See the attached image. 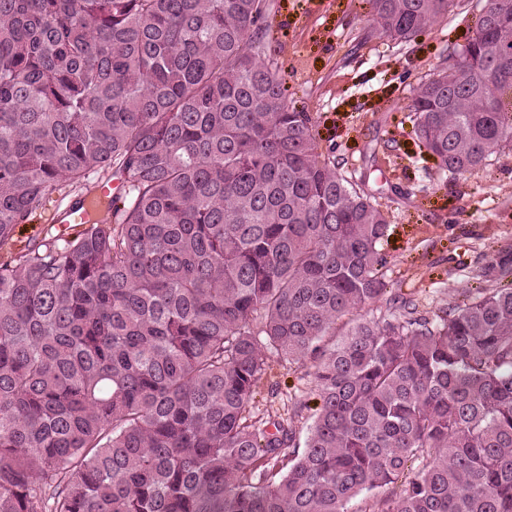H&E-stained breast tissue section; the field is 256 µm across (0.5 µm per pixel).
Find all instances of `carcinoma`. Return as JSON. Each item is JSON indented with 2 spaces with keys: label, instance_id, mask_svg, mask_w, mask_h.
Returning <instances> with one entry per match:
<instances>
[{
  "label": "carcinoma",
  "instance_id": "cac0c4a2",
  "mask_svg": "<svg viewBox=\"0 0 512 512\" xmlns=\"http://www.w3.org/2000/svg\"><path fill=\"white\" fill-rule=\"evenodd\" d=\"M414 90L459 176L512 151V0ZM408 45L454 0H365ZM270 0H0V246L64 189L109 222L0 262V512H512V259L439 319L385 299L389 221L318 152ZM320 405L255 419L264 351Z\"/></svg>",
  "mask_w": 512,
  "mask_h": 512
}]
</instances>
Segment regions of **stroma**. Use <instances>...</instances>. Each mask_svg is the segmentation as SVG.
Instances as JSON below:
<instances>
[{"label": "stroma", "mask_w": 512, "mask_h": 512, "mask_svg": "<svg viewBox=\"0 0 512 512\" xmlns=\"http://www.w3.org/2000/svg\"><path fill=\"white\" fill-rule=\"evenodd\" d=\"M266 39L275 49L290 105L308 112L319 153H333L346 175L366 177L389 229L382 242L393 295L416 300L428 315L462 302L477 287L471 273L512 243V153L478 174L439 171L412 138L414 89L442 54L472 31L477 0L460 7L408 46L377 36L364 0H271ZM67 197L54 196L14 234L15 247L59 237L53 216ZM253 406L281 412L308 405L296 421L305 439L318 398L308 365L267 356Z\"/></svg>", "instance_id": "stroma-1"}]
</instances>
